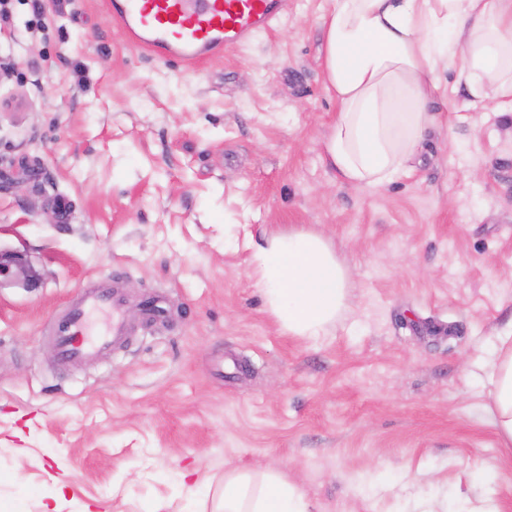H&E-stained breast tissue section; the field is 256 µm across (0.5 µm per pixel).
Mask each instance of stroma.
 Returning <instances> with one entry per match:
<instances>
[{"mask_svg":"<svg viewBox=\"0 0 512 512\" xmlns=\"http://www.w3.org/2000/svg\"><path fill=\"white\" fill-rule=\"evenodd\" d=\"M331 6L288 0L187 69L129 43L108 0H0V253L31 270L0 274V512L60 492L62 512H213L230 468L313 512H512L484 368L512 330V117L439 97L411 171L341 183ZM300 229L348 271L316 342L280 328L252 266ZM112 280L130 336L61 365L57 322Z\"/></svg>","mask_w":512,"mask_h":512,"instance_id":"obj_1","label":"stroma"}]
</instances>
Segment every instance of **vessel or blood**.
<instances>
[{
	"instance_id": "b4317fda",
	"label": "vessel or blood",
	"mask_w": 512,
	"mask_h": 512,
	"mask_svg": "<svg viewBox=\"0 0 512 512\" xmlns=\"http://www.w3.org/2000/svg\"><path fill=\"white\" fill-rule=\"evenodd\" d=\"M287 7L288 0H110L113 18L133 43L187 68L243 45ZM94 310L109 311L112 321L105 334L91 338L84 327ZM127 332L117 292L89 290L58 329V357L69 363L108 351Z\"/></svg>"
}]
</instances>
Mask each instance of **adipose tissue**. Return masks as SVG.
<instances>
[{"label":"adipose tissue","instance_id":"adipose-tissue-1","mask_svg":"<svg viewBox=\"0 0 512 512\" xmlns=\"http://www.w3.org/2000/svg\"><path fill=\"white\" fill-rule=\"evenodd\" d=\"M322 70L336 98L325 159L357 189L386 184L417 158L437 122L438 73L465 86L468 109L512 112V0H333ZM266 306L289 335L316 340L347 307L348 275L326 239L275 233L254 254ZM492 423L512 447V332L487 364ZM223 512H313L279 475L224 474Z\"/></svg>","mask_w":512,"mask_h":512}]
</instances>
